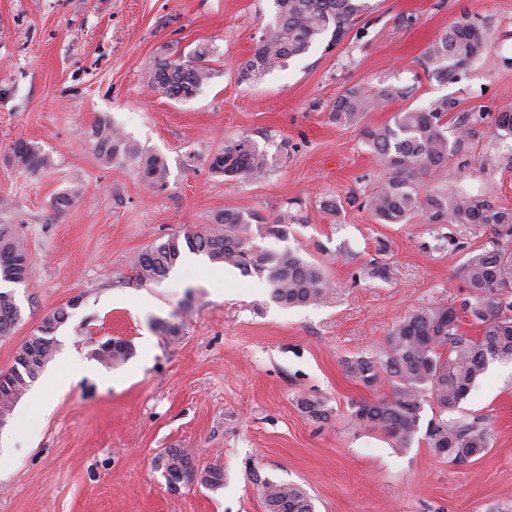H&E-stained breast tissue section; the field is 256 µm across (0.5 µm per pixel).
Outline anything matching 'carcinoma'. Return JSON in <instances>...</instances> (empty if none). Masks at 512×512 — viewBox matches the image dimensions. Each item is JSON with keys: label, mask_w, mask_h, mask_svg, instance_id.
Segmentation results:
<instances>
[{"label": "carcinoma", "mask_w": 512, "mask_h": 512, "mask_svg": "<svg viewBox=\"0 0 512 512\" xmlns=\"http://www.w3.org/2000/svg\"><path fill=\"white\" fill-rule=\"evenodd\" d=\"M274 4V25L261 31L251 57L238 66L242 82L258 81L288 66L291 59L322 41L325 50H332L373 9L370 0H274ZM489 37L487 25L478 19L448 27L423 53L424 75L442 82L455 79L486 56ZM215 54L216 47L208 42L186 53L164 43L146 69L144 83L170 100L191 99L213 78ZM419 81L416 74L410 84H381L371 92L349 88L332 104L330 118L340 125L360 127L362 142L381 166L382 176L363 201L377 223L407 224L420 216L433 232L442 224L460 227L462 238L452 237L450 243L466 251L459 273L469 297L459 310L441 305L417 311L395 324L380 347L345 360V373L352 380L369 388L389 387L372 401L351 402L350 419L383 433L397 448H409L419 432L423 406L430 403L439 417L426 431L427 447L439 458L467 464L491 447L492 432L478 421L448 419L444 414L459 408L490 363L512 362V207L489 192L450 190L425 179L445 168L450 156L461 155L471 169L486 171L485 159L472 153L473 145L488 134L503 143L512 140V107L494 114L464 112L452 121L448 113L456 103L443 98L403 108L382 124L363 123L374 108L413 96ZM91 137L102 163L131 165L149 190L166 185L168 166L163 156L143 149L106 123L95 126ZM8 161L30 175L55 166L51 153L25 140L13 144ZM209 170L257 181L268 175L271 166L267 150L243 137L225 142L211 155ZM300 220L298 214L285 210L263 233L283 238L286 225ZM213 223L219 228L186 229L142 251L131 264L133 280L142 284L166 277L189 251L265 277L271 298L282 306L317 305L328 298L330 283L321 265L290 248L255 245L240 212L221 211ZM30 266L26 247L0 231V281L24 283ZM465 317L476 327V334L463 329ZM66 318L62 307L48 312L17 347L13 364L0 371V416L12 412L52 358L55 332ZM20 321L13 293L0 291V338L14 335ZM131 354V345L123 340L103 343L94 352L106 365H119ZM159 462L171 482L196 483L208 490L224 486L222 464L201 468L185 449L168 448ZM261 494L266 512H314L311 498L295 484L265 482Z\"/></svg>", "instance_id": "carcinoma-1"}]
</instances>
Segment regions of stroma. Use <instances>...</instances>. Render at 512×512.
<instances>
[{"mask_svg":"<svg viewBox=\"0 0 512 512\" xmlns=\"http://www.w3.org/2000/svg\"><path fill=\"white\" fill-rule=\"evenodd\" d=\"M372 2L336 49L314 45L286 69L242 83L237 66L273 23L274 0H0V229L32 256L27 281L12 287L22 320L0 338V370L46 313L68 310L53 357L0 428L9 461L0 512H265L266 481L300 486L315 512H512V363H491L457 411L495 435L470 464L434 456L421 436L397 449L348 416L351 402L376 393L346 376L344 360L379 346L418 309L459 307L467 290L462 253L437 247L421 218L387 228L351 203L381 173L357 128L330 118L346 89L411 83L435 36L471 18L491 28L487 59L447 83L422 79L412 98L365 121L440 98L461 112L512 106V0ZM408 14L414 24L399 25ZM200 42L218 53L195 98L146 90L157 47ZM101 120L165 157L164 190L146 191L130 166L98 160L90 133ZM241 137L276 152L265 180L210 171V155ZM19 139L51 152L55 168L16 170L7 155ZM77 181L79 198L56 212L54 198ZM438 181L512 205V172L488 176L454 156ZM324 199L339 201L338 211H323ZM289 200L302 223L285 239L263 236ZM225 209L245 215L255 244L321 264L332 283L326 302L283 307L265 279L229 265L223 289L213 288L208 259L159 281L132 280L135 255L179 230L212 228ZM372 261L389 265L388 278H355ZM159 319L179 324V336L163 335ZM112 339L131 344L125 363L95 357ZM68 363L89 371L52 387L49 376ZM38 389L46 406L24 420ZM305 399L323 401L329 419L309 418ZM168 448L223 464V488L171 484L157 462Z\"/></svg>","mask_w":512,"mask_h":512,"instance_id":"obj_1","label":"stroma"}]
</instances>
